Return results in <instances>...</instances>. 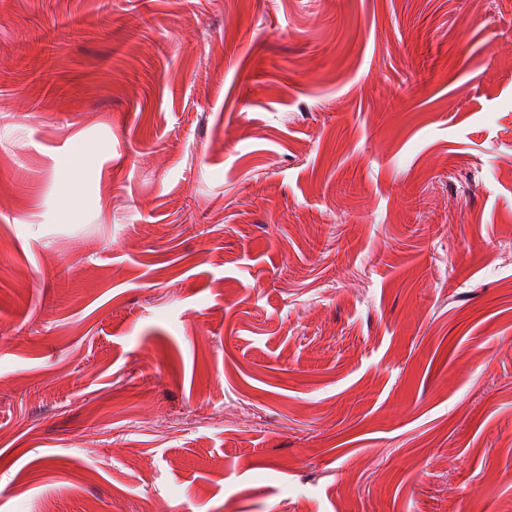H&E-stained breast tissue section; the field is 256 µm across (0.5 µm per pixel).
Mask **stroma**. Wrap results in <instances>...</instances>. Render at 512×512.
Wrapping results in <instances>:
<instances>
[{
  "label": "stroma",
  "instance_id": "obj_1",
  "mask_svg": "<svg viewBox=\"0 0 512 512\" xmlns=\"http://www.w3.org/2000/svg\"><path fill=\"white\" fill-rule=\"evenodd\" d=\"M0 512H512V0H0Z\"/></svg>",
  "mask_w": 512,
  "mask_h": 512
}]
</instances>
